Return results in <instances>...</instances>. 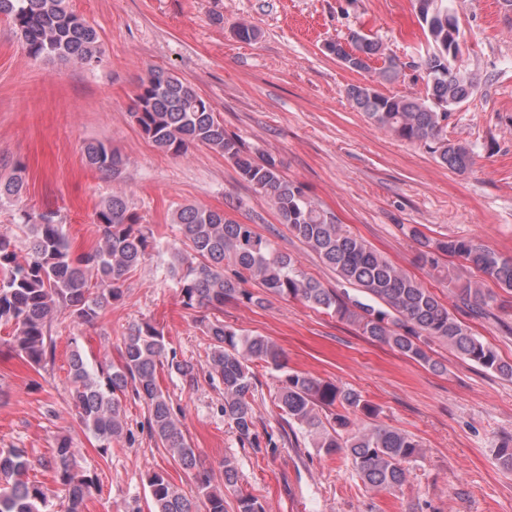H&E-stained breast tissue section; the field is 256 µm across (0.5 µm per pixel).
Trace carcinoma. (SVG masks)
Wrapping results in <instances>:
<instances>
[{
	"instance_id": "1",
	"label": "carcinoma",
	"mask_w": 512,
	"mask_h": 512,
	"mask_svg": "<svg viewBox=\"0 0 512 512\" xmlns=\"http://www.w3.org/2000/svg\"><path fill=\"white\" fill-rule=\"evenodd\" d=\"M419 21L428 43L421 60L427 78L426 95L385 96L370 84L346 90L351 105L379 128L408 141L422 142L448 169L464 174L473 165L472 151L448 139L444 125L448 111L467 101L476 90L472 74L456 65L448 29L460 32L449 0H422ZM0 16L10 20L29 56L59 58L83 66L101 62L97 29L70 6V0H0ZM347 67L372 71L383 60L377 78L392 80L402 64L385 54L380 41L353 32L348 37ZM142 134L159 150L173 155L203 144L231 160L241 178L271 203L278 221L291 236L307 245L344 283L358 287L380 302L364 304L347 292L326 288L307 276L289 255L253 225L226 218L224 212L185 205L172 212L184 249L173 256L169 276L180 290L183 306L191 310L224 309L236 301L261 305L268 295L294 299L335 314L361 335L433 370L441 365L430 355V344L444 341L463 360L512 378V364L474 336L437 296L400 267L383 257L362 238L345 229L336 215L310 197L302 186L285 178L271 158L256 161L239 141L226 133L211 105L187 79L154 70L140 80L131 105ZM85 164L106 177L121 176L125 159L105 140L84 146ZM25 182L18 173L0 178V202L18 201ZM102 242L93 251L75 256L63 225L52 214L20 215L26 229V256L18 260L16 240L0 232V325L12 328L11 346L26 363L40 367L54 359L56 344L52 320L67 309L84 323L92 322L101 307L120 300L128 275L139 266L152 245L142 230V217L127 196L114 191L95 212ZM419 246L420 259L439 267L438 255L463 259L504 291H512V256H505L473 239H432L419 228L409 229ZM443 278L457 299L471 311L488 312L496 295L482 281L463 278L460 269H448ZM254 281L262 292L245 287ZM213 342L209 367L224 385V418L241 441L256 436L251 403L256 376L252 365L263 362L276 372L277 407L281 419L296 424L326 456L347 453L368 487L391 491L406 477V464L420 454L411 435L372 423L380 409L352 390L287 369L280 348L264 336L244 334L223 321L201 320ZM167 370L193 384L195 366L168 356L163 333L149 322L135 324L124 337L118 362L104 359L88 367L80 349L70 357V399L82 424L107 452L125 431L122 400L127 391L146 406L147 428L173 461L192 473L206 512H226L224 494L211 487L207 470L198 464L175 418L169 395L157 380ZM77 450L69 438L58 440L49 459L41 461L53 473V482L68 494L66 512H84L97 488V476L80 468ZM31 462L24 450H0V512H51L54 491L31 481ZM151 512H199L198 500L178 492L165 471L148 477ZM236 512H266L262 502L241 490Z\"/></svg>"
}]
</instances>
